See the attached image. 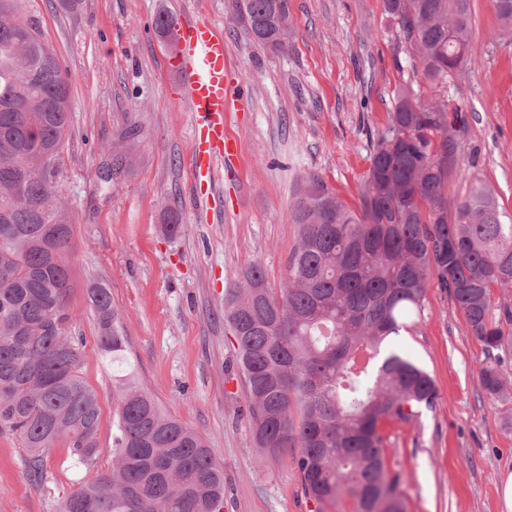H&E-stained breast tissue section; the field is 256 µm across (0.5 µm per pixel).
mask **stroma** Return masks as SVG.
I'll list each match as a JSON object with an SVG mask.
<instances>
[{
	"label": "stroma",
	"instance_id": "obj_1",
	"mask_svg": "<svg viewBox=\"0 0 512 512\" xmlns=\"http://www.w3.org/2000/svg\"><path fill=\"white\" fill-rule=\"evenodd\" d=\"M233 3L82 0L68 12L58 0H19L18 15L39 30L69 83L71 123L55 189L74 221L69 312L80 376L101 408L97 469L112 464L116 368L98 346L87 296L95 283L112 294L143 387L223 464L224 512H309L290 455L270 458L254 441L224 327V290L254 263L269 287L281 286L298 235L292 204L309 177L357 204L394 94L415 70L383 0H289L290 47L280 54L257 45ZM471 12V61L447 95L468 116L465 167L512 218V39L499 31L493 0H471ZM162 13L206 20L223 34L225 65L251 99L249 111L224 115L235 149L205 211L193 176L194 112L155 30ZM124 131L129 146L118 159L112 142ZM168 207L184 225L172 238L163 232ZM396 342L437 389L434 409L394 438L408 512H503L512 394L502 402L483 391L482 347L436 282L427 285L420 324ZM25 456L18 436L0 433V512H61L83 470L60 444L35 483Z\"/></svg>",
	"mask_w": 512,
	"mask_h": 512
}]
</instances>
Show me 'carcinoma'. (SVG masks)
I'll return each mask as SVG.
<instances>
[{
  "instance_id": "carcinoma-1",
  "label": "carcinoma",
  "mask_w": 512,
  "mask_h": 512,
  "mask_svg": "<svg viewBox=\"0 0 512 512\" xmlns=\"http://www.w3.org/2000/svg\"><path fill=\"white\" fill-rule=\"evenodd\" d=\"M0 0V433L18 435L30 476L63 442L85 470L63 512H224V466L202 437L165 413L138 384L109 289L88 298L113 379L112 467L94 471L101 409L79 373L72 336L68 254L73 220L57 198L55 163L70 123L69 84L41 35ZM398 48L432 88L448 89L470 61V0H383ZM512 33V0H494ZM258 44L288 45V0H236ZM467 117L409 81L395 94L359 189L344 206L313 177L293 204L298 237L279 290L254 264L224 289V322L255 443L290 451L314 512H406L402 474L391 466L392 430L417 422L437 393L430 375L394 347L419 324L435 279L462 313L485 360L478 378L494 400L507 394L512 310L492 300L512 288V224L475 174L461 199Z\"/></svg>"
}]
</instances>
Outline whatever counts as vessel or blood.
<instances>
[{
	"mask_svg": "<svg viewBox=\"0 0 512 512\" xmlns=\"http://www.w3.org/2000/svg\"><path fill=\"white\" fill-rule=\"evenodd\" d=\"M180 91L197 115L193 142V169L208 203L216 186V168L233 144L224 132V114L243 95L237 94L224 66V39L208 22L191 20L174 29Z\"/></svg>",
	"mask_w": 512,
	"mask_h": 512,
	"instance_id": "b4317fda",
	"label": "vessel or blood"
}]
</instances>
